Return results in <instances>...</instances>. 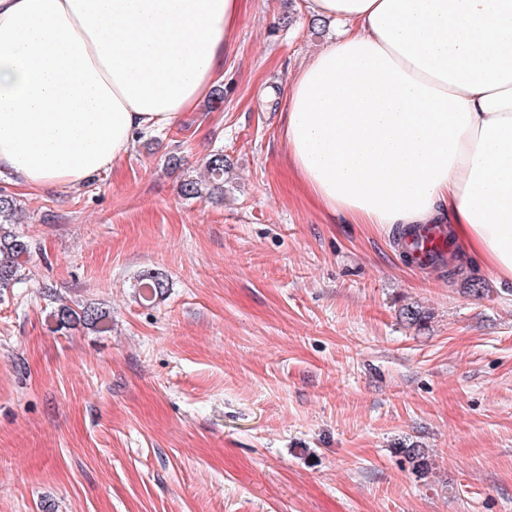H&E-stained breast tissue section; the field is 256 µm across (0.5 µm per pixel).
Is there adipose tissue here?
Segmentation results:
<instances>
[{"label":"adipose tissue","mask_w":512,"mask_h":512,"mask_svg":"<svg viewBox=\"0 0 512 512\" xmlns=\"http://www.w3.org/2000/svg\"><path fill=\"white\" fill-rule=\"evenodd\" d=\"M282 134L329 218L448 225L512 280V0H299ZM240 0H0V175L77 188L223 78Z\"/></svg>","instance_id":"1"}]
</instances>
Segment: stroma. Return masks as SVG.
Here are the masks:
<instances>
[{
  "label": "stroma",
  "mask_w": 512,
  "mask_h": 512,
  "mask_svg": "<svg viewBox=\"0 0 512 512\" xmlns=\"http://www.w3.org/2000/svg\"><path fill=\"white\" fill-rule=\"evenodd\" d=\"M333 36L241 0L219 109L76 189L0 178L33 244L0 299V512H512V281L332 222L281 139L282 89ZM216 150L223 201L184 199ZM89 303L111 332L57 329ZM137 288L139 298L144 303H152L164 294L167 283L162 276L149 273L140 279Z\"/></svg>",
  "instance_id": "obj_1"
}]
</instances>
